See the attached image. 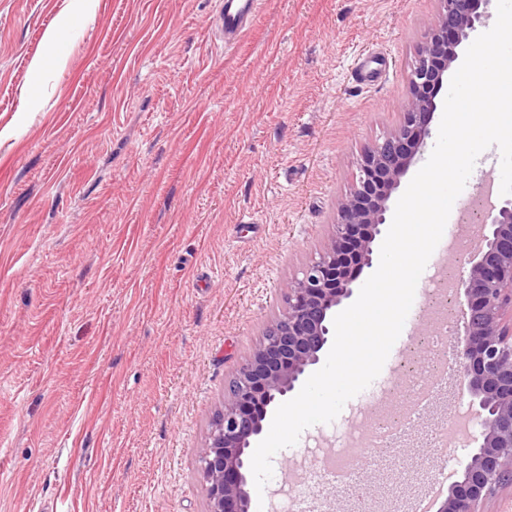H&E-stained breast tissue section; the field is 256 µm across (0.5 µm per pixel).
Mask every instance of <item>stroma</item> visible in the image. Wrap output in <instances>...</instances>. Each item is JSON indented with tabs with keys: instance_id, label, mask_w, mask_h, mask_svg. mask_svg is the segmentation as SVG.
<instances>
[{
	"instance_id": "1",
	"label": "stroma",
	"mask_w": 512,
	"mask_h": 512,
	"mask_svg": "<svg viewBox=\"0 0 512 512\" xmlns=\"http://www.w3.org/2000/svg\"><path fill=\"white\" fill-rule=\"evenodd\" d=\"M220 2L99 0L51 47L70 0H0V512H207L198 453L224 391L398 123L436 9L265 0L227 49ZM371 54L386 75L356 86ZM425 326L408 314L369 391ZM468 404L450 381L391 454L358 460L370 501L416 512L429 435ZM328 430L273 456L264 512Z\"/></svg>"
}]
</instances>
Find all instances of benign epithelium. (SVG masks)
Here are the masks:
<instances>
[{
	"mask_svg": "<svg viewBox=\"0 0 512 512\" xmlns=\"http://www.w3.org/2000/svg\"><path fill=\"white\" fill-rule=\"evenodd\" d=\"M492 0H436L434 19L407 72L408 95L396 127L364 148L348 191L336 199V222L316 256L284 289L286 308L266 329L224 392V407L199 450L208 512H251L245 471L251 445L263 431L268 407L295 390L333 336L332 315L353 294L355 278L343 264L352 251L361 272L373 264V245L387 224L389 201L423 154L438 110L431 89L458 62L460 45L491 17ZM456 279L453 301L465 326L454 340L460 386L478 406L479 435L458 464L437 512H487L504 484L512 486V196L479 206V225Z\"/></svg>",
	"mask_w": 512,
	"mask_h": 512,
	"instance_id": "7a95c632",
	"label": "benign epithelium"
}]
</instances>
